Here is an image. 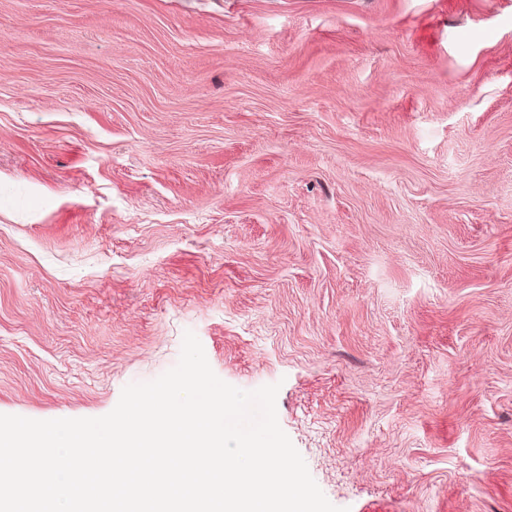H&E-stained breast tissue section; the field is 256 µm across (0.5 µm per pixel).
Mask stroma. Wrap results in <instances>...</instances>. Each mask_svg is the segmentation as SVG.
<instances>
[{
	"instance_id": "stroma-1",
	"label": "stroma",
	"mask_w": 512,
	"mask_h": 512,
	"mask_svg": "<svg viewBox=\"0 0 512 512\" xmlns=\"http://www.w3.org/2000/svg\"><path fill=\"white\" fill-rule=\"evenodd\" d=\"M188 331L333 505L512 512V0H0V414Z\"/></svg>"
}]
</instances>
